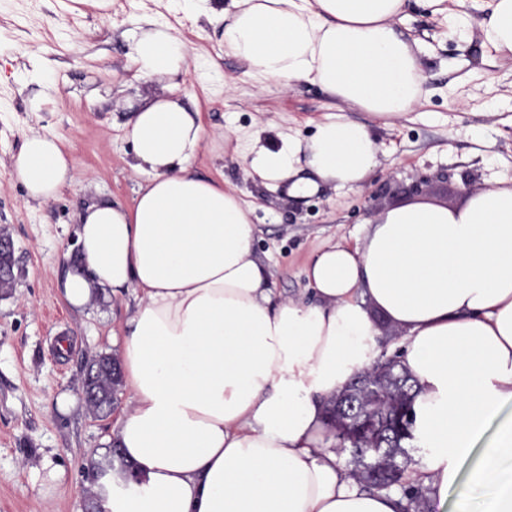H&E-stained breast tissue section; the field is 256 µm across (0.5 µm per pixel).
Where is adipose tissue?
Instances as JSON below:
<instances>
[{
	"mask_svg": "<svg viewBox=\"0 0 512 512\" xmlns=\"http://www.w3.org/2000/svg\"><path fill=\"white\" fill-rule=\"evenodd\" d=\"M406 0H224V46L266 79L320 85L344 103L395 119L421 95L419 61L394 26ZM140 78L166 94L126 124L135 169L148 173L132 207L107 200L77 214L78 266L59 279L81 307L133 289L118 350L127 408L109 438L103 512H401L397 490L360 491L334 449L325 404L367 368L378 320L401 333L400 360L418 382V430L432 461L408 480L454 512H512V184L461 205L384 212L355 246L330 243L305 270L310 300L275 298L253 250L256 226L234 190L192 169L204 139L178 94L187 57L169 27L131 35ZM484 44L512 56V0H492ZM377 163L363 123L327 116L308 142L254 144L265 181L301 167L340 187ZM29 200L56 198L71 161L54 138H28L14 162ZM493 440L478 448L490 423ZM475 462L466 480L458 464Z\"/></svg>",
	"mask_w": 512,
	"mask_h": 512,
	"instance_id": "1",
	"label": "adipose tissue"
}]
</instances>
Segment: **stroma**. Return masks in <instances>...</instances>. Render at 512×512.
Instances as JSON below:
<instances>
[{
	"label": "stroma",
	"instance_id": "stroma-1",
	"mask_svg": "<svg viewBox=\"0 0 512 512\" xmlns=\"http://www.w3.org/2000/svg\"><path fill=\"white\" fill-rule=\"evenodd\" d=\"M224 0H0V229L15 244V287L0 294V512H84L93 457L122 414L92 415L82 397L85 367L118 351L135 305L133 291L98 293L82 309L63 298L57 279L76 251V213L95 199L129 207L146 174L136 172L126 133L130 104L164 92L129 64L126 35L143 18L171 27L188 69L179 94L201 113L205 134L192 169L223 177L258 228L256 255L280 298L307 299L304 271L327 243H355L384 211L413 200L454 207L498 180L512 178V59L484 49L487 0H471L467 21L408 0L397 30L417 42L423 93L405 116L387 121L347 104L364 123L378 165L359 185L319 182L296 194L291 181L266 184L244 158L254 140L278 149L306 142L335 98L300 81L282 89L224 47L223 23L207 14ZM42 99L31 111L32 99ZM34 134L58 139L72 160V181L56 199L28 200L13 162ZM422 191H405L412 183Z\"/></svg>",
	"mask_w": 512,
	"mask_h": 512
}]
</instances>
